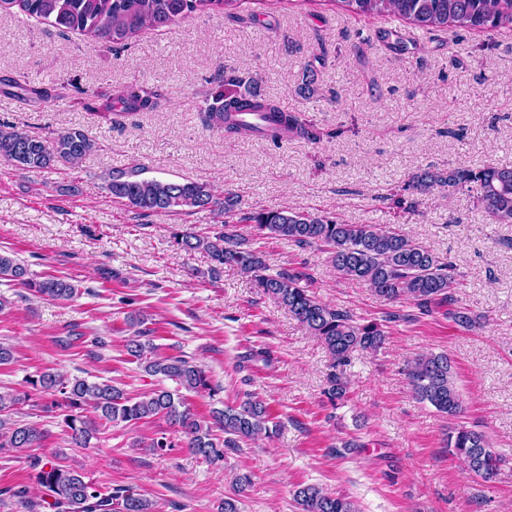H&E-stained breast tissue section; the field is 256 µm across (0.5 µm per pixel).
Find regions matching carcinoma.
<instances>
[{
  "label": "carcinoma",
  "mask_w": 512,
  "mask_h": 512,
  "mask_svg": "<svg viewBox=\"0 0 512 512\" xmlns=\"http://www.w3.org/2000/svg\"><path fill=\"white\" fill-rule=\"evenodd\" d=\"M241 0H0V8L16 6L25 15L57 28L76 31L92 42L121 44L146 27L162 28L184 17L210 10L225 12ZM346 10L369 16L401 18L429 33L452 25L456 28L494 32L512 29V0H329ZM241 79L224 75L225 89L213 96L204 112V122L228 135L253 133V128L226 122V113L264 111L275 124L276 134L301 136L310 141L320 138L315 126L299 119L277 104L249 99L237 91ZM158 105V94L141 86H129L118 98V105L104 104V111L130 115ZM97 148V142L84 131L68 128L51 138L35 137L22 129L0 126V161L19 169L43 170L57 162L79 164ZM409 187L426 191L434 187L456 193L463 188L476 190L477 201L491 220L512 224V167L487 165L480 169L448 168L424 170L412 177ZM105 188L113 198L141 215L209 210L219 215L232 212L233 198L215 197L204 182H175L155 178L125 179L112 176ZM257 238L282 237L300 248L317 246L330 255L341 278L370 286L383 302H405L425 313L433 306L455 302L456 278L453 264L394 228L376 224H344L333 218L314 216L299 209H260L239 218ZM174 242L187 251H201L214 263V270L236 268L250 276L263 293L273 298L317 337L330 357L332 371L325 395L332 403L347 393V385L337 370L347 365L356 350L375 352L386 338L384 325L356 318L349 310L318 300L302 285L304 275L288 270L274 275L260 250L238 234L236 225L224 223L210 234L201 235L191 227L173 233ZM27 269L10 253H0V279L23 284L37 296L69 300L77 288L51 276L41 281L26 279ZM143 320L130 317L137 327L127 339V354L144 372L175 382L178 389L155 388L135 397L111 381L90 382L55 372H43L27 380L32 389L55 397L52 405L65 408L64 432L77 447H90L98 434L97 421L127 427L156 417L174 427L173 435L161 433L147 447L155 453L167 448H186L209 463L224 461V449L259 436L272 437L277 422L268 403L249 396L236 406L213 407L209 418L193 412L180 390L214 397L205 369L183 356H165L157 351L150 331L139 328ZM406 376L416 398L438 412L456 419L463 411V400L455 384L454 368L445 354L421 356L407 366ZM29 400V394L0 392V448H38L45 431L12 418L14 407ZM90 411V418L84 412ZM448 450L466 467L468 475L485 482L495 479L503 459L487 435L463 423L448 431ZM36 493L26 489L12 492L26 512H154L150 500L130 490L102 491L81 470L67 468L55 459L36 458L31 463ZM301 512H358L350 497L329 492L317 485H304L294 491Z\"/></svg>",
  "instance_id": "cac0c4a2"
}]
</instances>
